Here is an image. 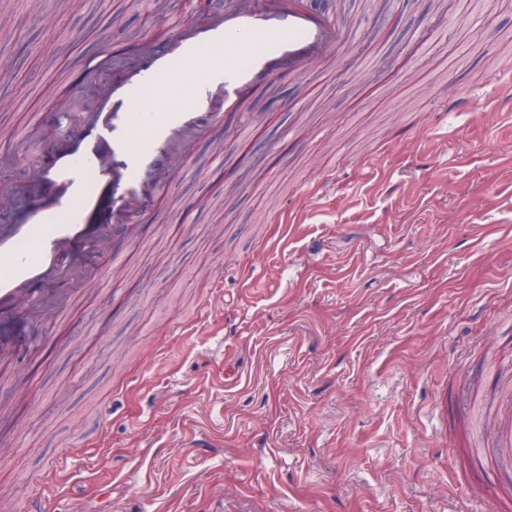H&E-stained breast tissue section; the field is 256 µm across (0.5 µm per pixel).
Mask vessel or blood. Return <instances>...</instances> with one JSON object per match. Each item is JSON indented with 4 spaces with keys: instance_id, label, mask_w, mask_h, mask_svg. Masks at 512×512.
<instances>
[{
    "instance_id": "b4317fda",
    "label": "vessel or blood",
    "mask_w": 512,
    "mask_h": 512,
    "mask_svg": "<svg viewBox=\"0 0 512 512\" xmlns=\"http://www.w3.org/2000/svg\"><path fill=\"white\" fill-rule=\"evenodd\" d=\"M351 40L334 13H310L304 0H227L202 21L167 23L118 68L81 124L44 115L42 156L0 182V194L30 185L42 200L23 223L0 215V360L13 350L9 329L62 315L80 248L154 217L189 164L186 141L209 127L232 133L228 118L243 115L262 86L285 70L309 72ZM500 371L474 455L512 479V363Z\"/></svg>"
}]
</instances>
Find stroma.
<instances>
[{"instance_id":"stroma-1","label":"stroma","mask_w":512,"mask_h":512,"mask_svg":"<svg viewBox=\"0 0 512 512\" xmlns=\"http://www.w3.org/2000/svg\"><path fill=\"white\" fill-rule=\"evenodd\" d=\"M0 0V174L85 105L109 62L212 0ZM351 48L285 73L236 148L202 130L102 292L0 362V499L27 512H486L463 376L512 354V0H344ZM105 65L84 79L82 62ZM476 84L461 110L452 102ZM250 163H239L240 153ZM177 223H167L168 215ZM222 287H215V275Z\"/></svg>"}]
</instances>
